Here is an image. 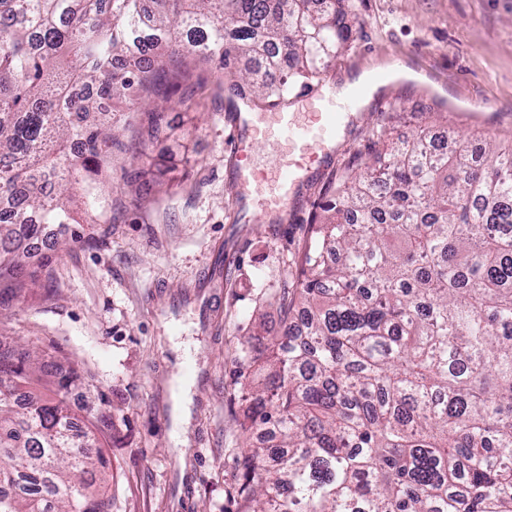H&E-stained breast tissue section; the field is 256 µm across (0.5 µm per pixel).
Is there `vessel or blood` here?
<instances>
[{"label":"vessel or blood","instance_id":"b4317fda","mask_svg":"<svg viewBox=\"0 0 512 512\" xmlns=\"http://www.w3.org/2000/svg\"><path fill=\"white\" fill-rule=\"evenodd\" d=\"M335 92L301 90L262 112L231 115V150L236 200L253 221L263 223L282 212L308 177L320 170L336 149L339 129L352 115L333 106ZM279 146L268 165L253 164L256 146L267 141Z\"/></svg>","mask_w":512,"mask_h":512}]
</instances>
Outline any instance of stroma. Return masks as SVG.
<instances>
[{
	"mask_svg": "<svg viewBox=\"0 0 512 512\" xmlns=\"http://www.w3.org/2000/svg\"><path fill=\"white\" fill-rule=\"evenodd\" d=\"M352 10L351 47L324 81L394 61L424 78L379 87L286 212L245 223L227 120L241 102L232 77L216 82L213 65L193 61L187 103L135 162L149 188L127 181L116 152L90 223L28 247L24 290L0 299V333L35 352L56 346L85 370L70 394L75 429L97 414L111 424L94 488L112 512H238L240 342L283 333L277 297L345 172L421 128L512 141V0H353Z\"/></svg>",
	"mask_w": 512,
	"mask_h": 512,
	"instance_id": "35a3bbf8",
	"label": "stroma"
}]
</instances>
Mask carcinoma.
<instances>
[{"instance_id": "obj_1", "label": "carcinoma", "mask_w": 512, "mask_h": 512, "mask_svg": "<svg viewBox=\"0 0 512 512\" xmlns=\"http://www.w3.org/2000/svg\"><path fill=\"white\" fill-rule=\"evenodd\" d=\"M351 0H0V288L22 241L76 224L68 192L112 174L116 97L159 135L189 59L274 102L353 38ZM129 64L115 67L119 56ZM105 118H100V115ZM428 133L343 180L278 304L241 342L249 387L239 512H512V144L451 154ZM81 162L73 161L74 143ZM33 373L58 387L15 409ZM78 364L0 336V512H112L88 491L93 434L69 431Z\"/></svg>"}]
</instances>
